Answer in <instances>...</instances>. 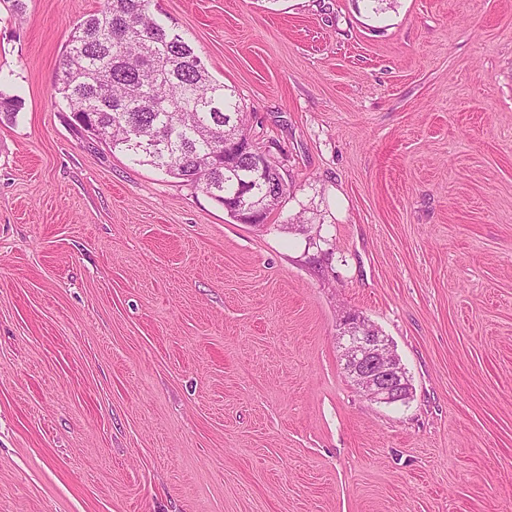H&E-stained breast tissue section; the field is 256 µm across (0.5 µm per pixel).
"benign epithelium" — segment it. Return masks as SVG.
Returning a JSON list of instances; mask_svg holds the SVG:
<instances>
[{
  "instance_id": "1",
  "label": "benign epithelium",
  "mask_w": 512,
  "mask_h": 512,
  "mask_svg": "<svg viewBox=\"0 0 512 512\" xmlns=\"http://www.w3.org/2000/svg\"><path fill=\"white\" fill-rule=\"evenodd\" d=\"M343 356L352 381L372 401L394 404L411 395L412 386L388 337L362 316L341 320Z\"/></svg>"
}]
</instances>
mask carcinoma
<instances>
[{
	"label": "carcinoma",
	"instance_id": "1",
	"mask_svg": "<svg viewBox=\"0 0 512 512\" xmlns=\"http://www.w3.org/2000/svg\"><path fill=\"white\" fill-rule=\"evenodd\" d=\"M152 6L153 0H104L73 24L57 81L61 111L90 115L87 131L95 140L221 205L261 196V208L273 210L287 191L279 174L268 197L250 162L224 168V143L246 135L240 104Z\"/></svg>",
	"mask_w": 512,
	"mask_h": 512
}]
</instances>
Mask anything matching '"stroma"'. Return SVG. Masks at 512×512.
<instances>
[{
    "label": "stroma",
    "instance_id": "obj_1",
    "mask_svg": "<svg viewBox=\"0 0 512 512\" xmlns=\"http://www.w3.org/2000/svg\"><path fill=\"white\" fill-rule=\"evenodd\" d=\"M101 5L0 0V512H512V0H155L288 186L260 225L58 110ZM340 325L345 367L355 385L376 403L408 399L412 386L388 337L356 313L344 315Z\"/></svg>",
    "mask_w": 512,
    "mask_h": 512
}]
</instances>
